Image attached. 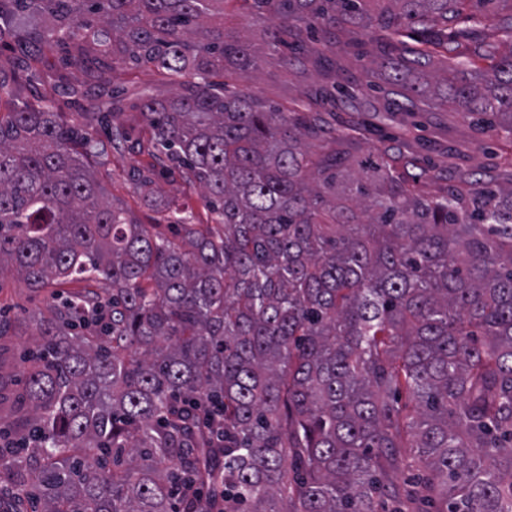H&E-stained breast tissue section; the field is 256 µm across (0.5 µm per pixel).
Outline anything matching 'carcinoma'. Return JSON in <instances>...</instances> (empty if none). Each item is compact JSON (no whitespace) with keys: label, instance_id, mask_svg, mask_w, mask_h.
Wrapping results in <instances>:
<instances>
[{"label":"carcinoma","instance_id":"obj_1","mask_svg":"<svg viewBox=\"0 0 512 512\" xmlns=\"http://www.w3.org/2000/svg\"><path fill=\"white\" fill-rule=\"evenodd\" d=\"M273 47L367 29L363 78L396 112L444 107L512 138V0H239ZM48 23L35 42L149 66L151 155L201 188L211 224H137L104 197L100 151L50 104L0 114V278L80 290L33 310L0 483L36 512H512V183L417 191L404 160L357 159L291 112L211 81L257 67L224 0H0ZM422 472L398 487L402 450Z\"/></svg>","mask_w":512,"mask_h":512}]
</instances>
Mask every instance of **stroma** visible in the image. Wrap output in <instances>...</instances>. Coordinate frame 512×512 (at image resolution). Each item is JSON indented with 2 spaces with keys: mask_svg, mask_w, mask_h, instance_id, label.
<instances>
[{
  "mask_svg": "<svg viewBox=\"0 0 512 512\" xmlns=\"http://www.w3.org/2000/svg\"><path fill=\"white\" fill-rule=\"evenodd\" d=\"M31 23V18L18 16L0 24V79L14 90L12 98L0 102L1 112L17 104L45 100L52 103L62 120L78 124L103 140L107 132L92 121L91 115L115 97L120 99L122 111L115 114L114 123L128 127L132 138L138 139L143 135L142 125L135 119L140 100L147 95L164 98L176 91L164 74L154 70L105 64L91 71L80 62L64 68L53 53L43 54L35 73H27L13 59L18 50V33ZM268 26V19L242 12L231 0L225 4V33L250 43L257 57L256 69L225 74L228 90H247L258 101L285 112L325 85L323 60L337 57L345 68L340 78L345 89L322 106L331 127L354 122L359 145L364 149L374 145L392 149L396 154L434 157L436 167L417 175L418 188L427 193H436L474 172L502 183L512 181V145L503 133L481 129L457 112L429 109L413 118L386 112L381 93L348 85L351 77L360 72L356 47L344 42L332 44L322 54L312 53L301 61H290L283 51L269 48L265 38ZM68 84L79 86L78 96L65 93ZM149 162L148 156L110 148L94 168L108 196L122 204L136 223H160L158 207L163 203L190 212L196 223H210L211 215L201 190L187 186L172 172L157 171L151 193L138 191L130 179L131 172L148 166ZM50 301L49 292H32L14 274H5L0 279V318L11 323L10 330L0 336L1 428L10 421L9 399L23 386L20 359L36 338V329L27 316Z\"/></svg>",
  "mask_w": 512,
  "mask_h": 512,
  "instance_id": "stroma-1",
  "label": "stroma"
}]
</instances>
